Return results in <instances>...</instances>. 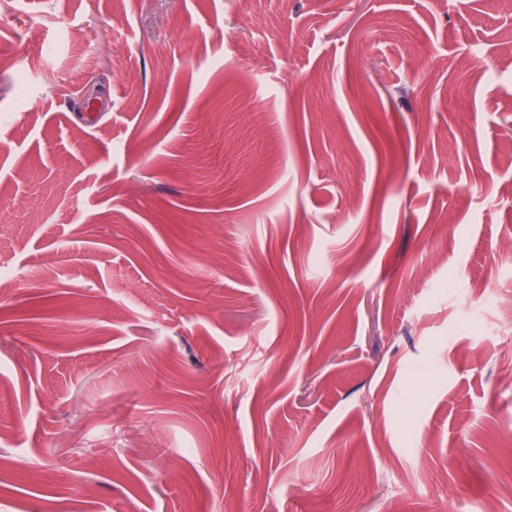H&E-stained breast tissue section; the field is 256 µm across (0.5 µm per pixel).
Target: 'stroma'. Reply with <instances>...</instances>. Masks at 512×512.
<instances>
[{"label": "stroma", "mask_w": 512, "mask_h": 512, "mask_svg": "<svg viewBox=\"0 0 512 512\" xmlns=\"http://www.w3.org/2000/svg\"><path fill=\"white\" fill-rule=\"evenodd\" d=\"M499 240L512 0H0V512H512Z\"/></svg>", "instance_id": "obj_1"}]
</instances>
